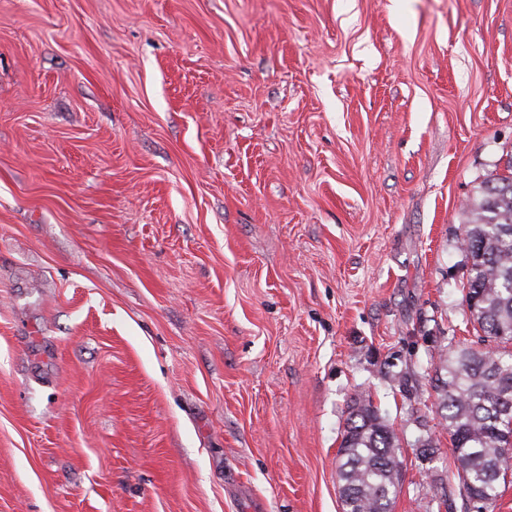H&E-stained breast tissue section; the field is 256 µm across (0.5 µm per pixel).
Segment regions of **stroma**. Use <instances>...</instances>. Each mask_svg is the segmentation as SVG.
<instances>
[{
	"mask_svg": "<svg viewBox=\"0 0 512 512\" xmlns=\"http://www.w3.org/2000/svg\"><path fill=\"white\" fill-rule=\"evenodd\" d=\"M511 163L512 0H0V512H343L360 395L392 512H475L434 364ZM400 446L369 399L359 396L341 442L344 512H391L401 481Z\"/></svg>",
	"mask_w": 512,
	"mask_h": 512,
	"instance_id": "1",
	"label": "stroma"
}]
</instances>
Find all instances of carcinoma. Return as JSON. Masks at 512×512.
Instances as JSON below:
<instances>
[{"instance_id":"carcinoma-1","label":"carcinoma","mask_w":512,"mask_h":512,"mask_svg":"<svg viewBox=\"0 0 512 512\" xmlns=\"http://www.w3.org/2000/svg\"><path fill=\"white\" fill-rule=\"evenodd\" d=\"M472 221L462 242L471 260L466 300L484 335L512 341V165L481 183L467 204ZM438 409L448 426L455 466L470 501H495L512 472V357L472 348L439 356ZM400 446L372 402L362 396L349 413L338 478L343 512H391L401 481Z\"/></svg>"}]
</instances>
